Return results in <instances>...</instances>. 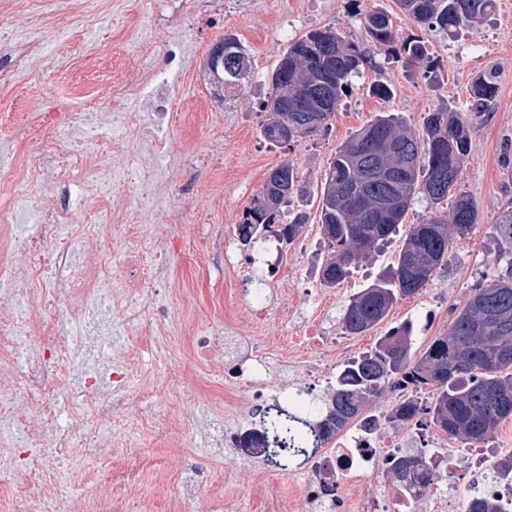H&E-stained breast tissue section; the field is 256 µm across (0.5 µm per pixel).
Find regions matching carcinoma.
I'll return each instance as SVG.
<instances>
[{
    "mask_svg": "<svg viewBox=\"0 0 512 512\" xmlns=\"http://www.w3.org/2000/svg\"><path fill=\"white\" fill-rule=\"evenodd\" d=\"M403 13L418 24L449 31L482 22L496 8L495 0H397ZM363 27L374 46L404 56L408 67L432 73L434 64L425 43L416 37L396 45L391 17L384 12L364 16ZM246 56L231 36L213 48L218 59L217 82L239 88ZM366 54L333 27L308 32L282 53L272 74V94L264 104L259 133L277 144L282 123L313 124L312 132L328 127L346 95L349 78ZM495 80L485 72L475 81L468 112L444 108L428 113L419 131L407 128L393 114L379 115L355 131L336 151L323 175L320 190L321 227L326 259L320 284L334 288L352 270L387 244L416 198L430 206L455 195L450 216H431L413 224L395 261L366 288L349 298L340 321L347 335H361L389 315L394 304L417 294L448 265L450 234L468 235L478 219L468 195L454 194L469 152L471 117L487 110ZM282 184H263L243 212L239 236L254 239L278 223L290 242L306 216L289 212L297 191L294 166L285 162ZM500 272L470 289L464 307L420 354L412 350L414 326L406 321L390 328L374 346L343 365L328 394L316 400L312 414L291 404L258 410L260 428L241 441L283 469L309 462V450L332 448L345 430L378 426L418 425L438 429L448 439L474 447L494 438L501 423L512 417V207L494 225ZM388 391L407 398L381 412L376 402ZM430 391V400L419 395ZM425 452L409 450L392 461L389 474L395 493L415 492L438 483L423 464ZM466 512H512L507 500L468 496Z\"/></svg>",
    "mask_w": 512,
    "mask_h": 512,
    "instance_id": "cac0c4a2",
    "label": "carcinoma"
}]
</instances>
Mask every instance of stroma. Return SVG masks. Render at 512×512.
I'll list each match as a JSON object with an SVG mask.
<instances>
[{"label": "stroma", "mask_w": 512, "mask_h": 512, "mask_svg": "<svg viewBox=\"0 0 512 512\" xmlns=\"http://www.w3.org/2000/svg\"><path fill=\"white\" fill-rule=\"evenodd\" d=\"M11 2L0 0V28L11 29L16 38L12 50L0 53V71L13 75L11 85L0 89V167L23 169L39 152L35 129L45 128L53 103L78 86L104 48L117 77L126 68H160L165 44H182V66L168 79L188 103L209 105L208 118L197 122L184 111L156 112L142 99L98 96L88 103L87 120L103 140L83 141L75 149L97 152L105 164L113 146L128 149L113 171L112 203L127 209L139 226L151 282L139 304L155 315L129 323L126 309L101 300L76 316L47 312L48 334L60 345L66 368L58 391L36 396L35 402L49 406V428L71 436L72 458L62 469L63 481L84 480L98 438L94 426L80 419L92 398L78 393V386L121 370L126 392L136 401L123 413L133 434L127 447L112 450L123 467L103 475L91 497L111 498L116 512H168L170 499L202 473L207 482L187 512H309L302 492L306 470H280L221 440L225 426L254 427L255 410L275 405V398L254 401L245 387L226 379L220 355H197L192 337L201 331L250 339L265 359L267 380L288 393L308 390L324 397L326 383L308 386V364L321 366L327 379L335 377L350 357L382 335L379 327L364 336L344 335L339 310L394 262L403 232L430 210L416 202L400 235L341 285L324 288L319 282L325 256L318 222L322 175L338 148L375 115L392 112L420 129L437 108L465 110L475 79L489 71L496 94L487 112L470 123L469 154L457 185L476 202L478 222L466 237L449 241L450 261L441 274L394 305L388 317L392 324L418 323L414 348L419 353L447 330L470 288L494 275L493 226L512 207V0H497L495 14L452 36L411 22L395 0H214L208 14L195 17L188 15L186 0H107L99 20L84 26L67 24L66 0H56L55 18L36 28L16 24ZM375 10L390 15L397 40L418 37L426 43L438 65L436 76L425 77L370 45L363 17ZM324 26L364 46L367 61L327 129L291 146L271 145L259 134L271 75L288 45ZM228 32L247 47L250 67L237 95L223 100L206 85L204 63ZM376 83L391 87L390 99L371 94ZM126 111L138 113V124L121 121ZM143 126L154 127L166 152H153L140 138ZM285 161L305 187L297 203L308 216L300 232L306 248L281 247L271 232L243 248L241 216L270 170ZM147 162L167 177L146 205L136 185ZM270 263L278 272L265 287L266 315L260 321L251 304L235 298L233 288ZM314 322L335 336V347L308 340L305 331ZM19 486L38 495L40 466L0 460V512H13L12 493Z\"/></svg>", "instance_id": "1"}]
</instances>
